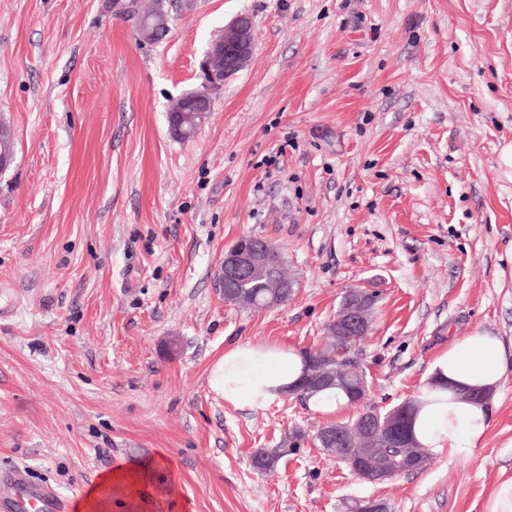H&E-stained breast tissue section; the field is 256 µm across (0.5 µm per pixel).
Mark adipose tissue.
<instances>
[{"mask_svg":"<svg viewBox=\"0 0 512 512\" xmlns=\"http://www.w3.org/2000/svg\"><path fill=\"white\" fill-rule=\"evenodd\" d=\"M511 369L512 358L498 337L477 330L456 340L433 362L432 382L419 396L412 424L416 440L432 455H463L478 447L489 428V409L465 393L495 392ZM303 370V358L294 350L238 343L211 365L208 382L227 402L261 408L288 395Z\"/></svg>","mask_w":512,"mask_h":512,"instance_id":"1","label":"adipose tissue"}]
</instances>
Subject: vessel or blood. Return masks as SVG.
I'll return each instance as SVG.
<instances>
[{
  "label": "vessel or blood",
  "mask_w": 512,
  "mask_h": 512,
  "mask_svg": "<svg viewBox=\"0 0 512 512\" xmlns=\"http://www.w3.org/2000/svg\"><path fill=\"white\" fill-rule=\"evenodd\" d=\"M70 501L47 484L33 482L26 467L0 473V512H70Z\"/></svg>",
  "instance_id": "1"
}]
</instances>
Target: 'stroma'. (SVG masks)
<instances>
[{"instance_id":"35a3bbf8","label":"stroma","mask_w":512,"mask_h":512,"mask_svg":"<svg viewBox=\"0 0 512 512\" xmlns=\"http://www.w3.org/2000/svg\"><path fill=\"white\" fill-rule=\"evenodd\" d=\"M128 2L0 0V470L75 502L140 470L108 512H482L512 476V372L478 448L377 484L315 442L362 405L240 407L208 373L240 342L316 347L351 289L375 298L353 354L377 410L474 329L512 355V0H163L157 42ZM242 13L252 57L173 138ZM248 235L281 251L288 303H225L215 270Z\"/></svg>"}]
</instances>
